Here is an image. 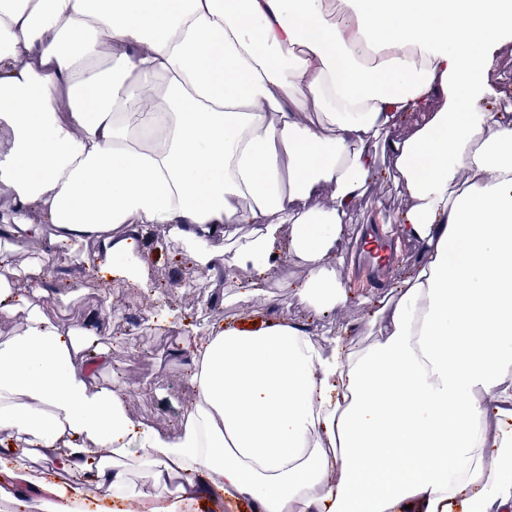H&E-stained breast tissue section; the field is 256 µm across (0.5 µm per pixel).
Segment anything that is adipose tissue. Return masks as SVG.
Masks as SVG:
<instances>
[{"instance_id": "ef3b65f1", "label": "adipose tissue", "mask_w": 512, "mask_h": 512, "mask_svg": "<svg viewBox=\"0 0 512 512\" xmlns=\"http://www.w3.org/2000/svg\"><path fill=\"white\" fill-rule=\"evenodd\" d=\"M512 0H0V186L44 261L96 238L108 257L151 225L191 240L215 274L257 280L288 247L322 313L345 299L335 242L377 168L382 134L410 196L400 239L430 262L395 285L376 342L338 328L325 345L287 321L224 323L182 338L193 398L170 438L133 419L111 347L30 308L0 341V429L62 476L50 512L86 483L129 489L137 468L166 512L200 498L249 512H512V112L490 99ZM443 106H436V97ZM332 188L323 212L298 203ZM253 224L231 258L208 249ZM0 240V317L45 280ZM501 421L487 433L488 409Z\"/></svg>"}]
</instances>
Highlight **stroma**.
<instances>
[{
	"label": "stroma",
	"instance_id": "1",
	"mask_svg": "<svg viewBox=\"0 0 512 512\" xmlns=\"http://www.w3.org/2000/svg\"><path fill=\"white\" fill-rule=\"evenodd\" d=\"M378 162L379 179L368 185L345 218L336 242V251L342 256H352L353 234L359 227L373 224L380 214L397 216L409 206L403 186L396 178L391 156L386 151H379ZM290 236V225H282L275 243L281 262L275 276L263 285L265 296L262 301H253L250 296L254 282L250 268L236 265L223 281L202 278L201 300L196 303L169 292L164 286L167 276L193 266L190 245L166 241L162 228H146L138 240L140 250L148 255L143 275L158 288L159 295L153 311L144 317L135 334H124L122 319H113L115 341L111 366L105 370L94 368L96 379L108 381L112 376H119L129 389L138 394L137 405L132 411L134 418L159 433L175 434L179 417L191 401L185 385L186 367L177 354L182 324H193L204 332L213 323L224 321L234 326L258 313L269 322L288 320L317 340L344 326L348 328L351 339L365 348L374 342L376 336L372 313L388 300L391 284L406 279L414 269L425 265L430 254L425 242L399 240L398 260L389 272L388 285L384 288L356 287L354 268L338 269L347 300L328 314L318 315L299 292V286L306 281L308 273L288 254ZM88 249L89 244L85 241L75 245L66 268L56 277L47 279L46 294L38 298L36 304L48 317L53 318L63 312L76 322L103 302L101 280L89 278L86 274ZM66 286L71 288L72 296L62 303L57 295Z\"/></svg>",
	"mask_w": 512,
	"mask_h": 512
}]
</instances>
